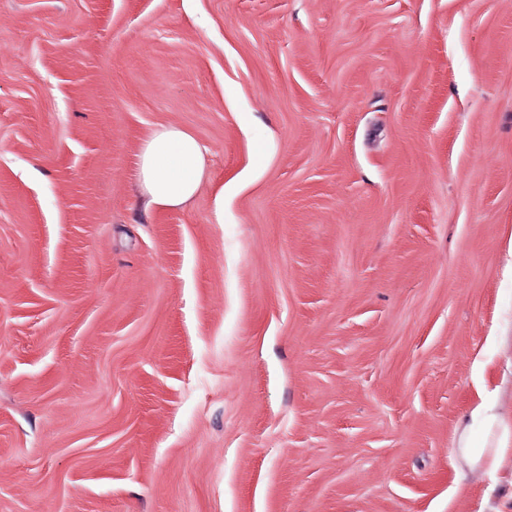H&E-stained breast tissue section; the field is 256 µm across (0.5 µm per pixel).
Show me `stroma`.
Segmentation results:
<instances>
[{"instance_id":"obj_1","label":"stroma","mask_w":512,"mask_h":512,"mask_svg":"<svg viewBox=\"0 0 512 512\" xmlns=\"http://www.w3.org/2000/svg\"><path fill=\"white\" fill-rule=\"evenodd\" d=\"M511 228L512 0H0V512H512ZM207 148L190 132L155 129L137 156L136 177L148 205L177 208L197 192L206 170ZM469 419L470 428L477 425L482 428V434L477 437L471 431L465 430L458 442L459 455L468 460L471 465L482 467L490 476L505 468H512V452L506 451L512 446V426L506 424L496 412L493 399L483 398L470 410ZM493 433H498L496 434L497 448L490 458H484L483 448L487 444L488 437Z\"/></svg>"}]
</instances>
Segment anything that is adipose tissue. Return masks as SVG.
Masks as SVG:
<instances>
[{
  "label": "adipose tissue",
  "mask_w": 512,
  "mask_h": 512,
  "mask_svg": "<svg viewBox=\"0 0 512 512\" xmlns=\"http://www.w3.org/2000/svg\"><path fill=\"white\" fill-rule=\"evenodd\" d=\"M206 154V147L186 130L155 129L136 161V177L149 205L170 209L188 202L205 176ZM469 419L472 428L459 439V455L489 475L512 468V426L497 413L493 399H482ZM476 426L481 427V435L473 434Z\"/></svg>",
  "instance_id": "ef3b65f1"
}]
</instances>
